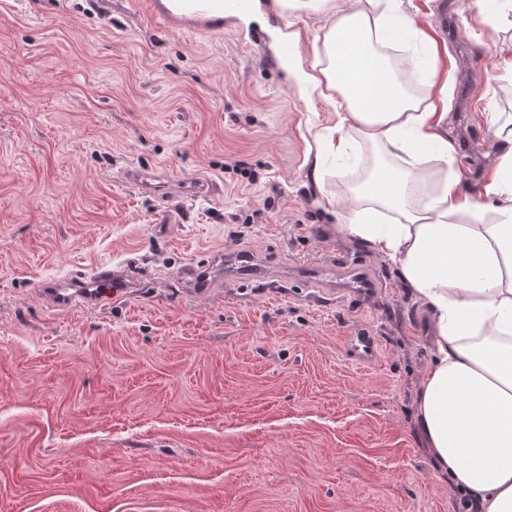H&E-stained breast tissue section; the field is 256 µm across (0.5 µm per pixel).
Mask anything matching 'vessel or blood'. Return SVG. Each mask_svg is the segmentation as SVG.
<instances>
[{
  "mask_svg": "<svg viewBox=\"0 0 512 512\" xmlns=\"http://www.w3.org/2000/svg\"><path fill=\"white\" fill-rule=\"evenodd\" d=\"M132 181L144 192L158 197L168 196L173 188L167 176L153 170H135ZM265 270L257 257L247 252H238L217 260L211 267L192 271V287L195 293L211 290L217 276L223 275L233 281L248 280L263 276ZM294 279L313 282L339 281L343 291L365 294L374 288L375 282L359 266H350L344 280H337L336 267L331 263L317 262L299 265L293 272ZM139 286L132 267H118L100 263L80 275L45 282L42 295L54 309L70 310L76 307L98 306L104 300H120L129 297ZM353 355L361 362L373 359L377 353L374 337L359 334L349 339Z\"/></svg>",
  "mask_w": 512,
  "mask_h": 512,
  "instance_id": "vessel-or-blood-1",
  "label": "vessel or blood"
}]
</instances>
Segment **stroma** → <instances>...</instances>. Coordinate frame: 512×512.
I'll use <instances>...</instances> for the list:
<instances>
[{"mask_svg":"<svg viewBox=\"0 0 512 512\" xmlns=\"http://www.w3.org/2000/svg\"><path fill=\"white\" fill-rule=\"evenodd\" d=\"M432 4L402 0L448 79V174L482 203L512 74L471 0H448L444 32ZM262 12L211 26L155 0H0V512H467L416 431L420 307L311 180L334 108L299 91L272 32L296 25L306 50L326 18ZM137 169L173 192L137 189ZM240 250L267 279L191 291L186 269ZM129 258L125 300L58 311L40 293ZM328 260L373 293L281 278ZM360 332L374 362L351 355ZM130 178L144 192L161 198L168 196L173 189L167 176L153 170H134ZM345 279L341 281L337 288L352 294L364 295L367 290L375 288L374 280L369 277L359 266H350Z\"/></svg>","mask_w":512,"mask_h":512,"instance_id":"obj_1","label":"stroma"}]
</instances>
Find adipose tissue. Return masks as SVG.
Returning a JSON list of instances; mask_svg holds the SVG:
<instances>
[{
	"mask_svg": "<svg viewBox=\"0 0 512 512\" xmlns=\"http://www.w3.org/2000/svg\"><path fill=\"white\" fill-rule=\"evenodd\" d=\"M282 16L328 18L295 72L302 92L343 98L337 124L315 136L312 176L344 203L342 231L394 263L431 313V361L418 393L417 425L435 467L478 512H512V114L497 118L501 173L485 187L487 208L444 179L425 202L422 165H445L447 85L408 91L410 58L380 53L420 23L401 0H273ZM383 146L397 167L379 166L330 189L322 159L355 140Z\"/></svg>",
	"mask_w": 512,
	"mask_h": 512,
	"instance_id": "ef3b65f1",
	"label": "adipose tissue"
}]
</instances>
